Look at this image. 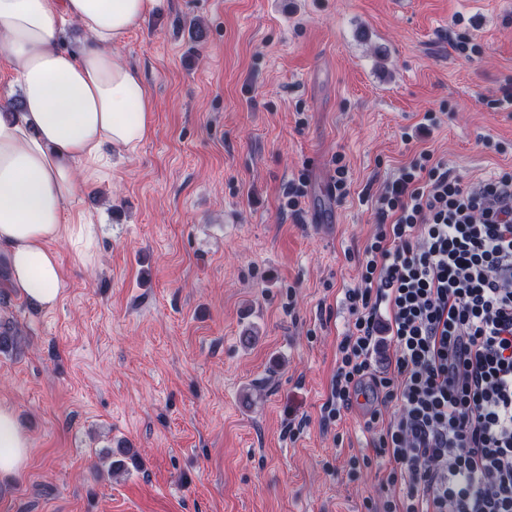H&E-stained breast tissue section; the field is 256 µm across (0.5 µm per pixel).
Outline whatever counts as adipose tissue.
Listing matches in <instances>:
<instances>
[{
  "mask_svg": "<svg viewBox=\"0 0 512 512\" xmlns=\"http://www.w3.org/2000/svg\"><path fill=\"white\" fill-rule=\"evenodd\" d=\"M163 0H0V57L23 94L22 111L0 116V262L7 285L43 308L60 297L63 270L52 248L69 243L91 259L93 220L78 195L112 176V159L152 133V102L118 47L157 15ZM83 35L79 52L58 46L61 21ZM30 440L0 404V476L19 475Z\"/></svg>",
  "mask_w": 512,
  "mask_h": 512,
  "instance_id": "adipose-tissue-1",
  "label": "adipose tissue"
}]
</instances>
